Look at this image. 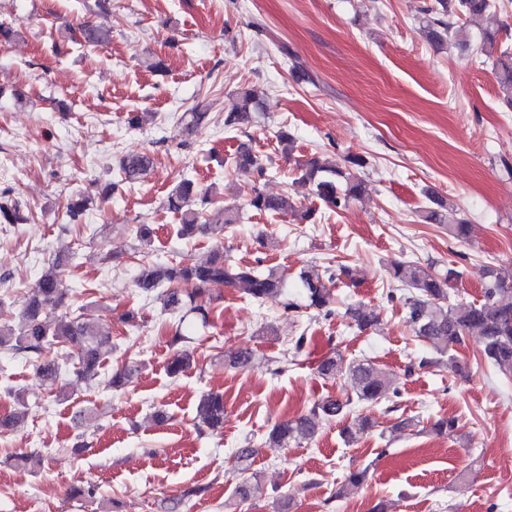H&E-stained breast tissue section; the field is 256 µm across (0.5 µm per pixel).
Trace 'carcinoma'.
I'll use <instances>...</instances> for the list:
<instances>
[{
  "mask_svg": "<svg viewBox=\"0 0 512 512\" xmlns=\"http://www.w3.org/2000/svg\"><path fill=\"white\" fill-rule=\"evenodd\" d=\"M494 7V0H431L425 8L429 16L430 39L440 42L454 35L465 36L458 21L463 18L483 16ZM78 32L89 45H105L112 40L110 31L93 24L82 25ZM499 90L504 100L512 106V50L504 49L492 62ZM261 105V95L255 88L244 87L235 94L230 111L224 113V126L235 127L252 121L253 113ZM346 169H337L320 156L296 161L299 180L309 183L314 194L322 201L344 208L352 200L367 192V183L357 174L364 167L361 155H349ZM147 154H129L121 158L119 172L121 180L132 182L143 175L151 166ZM235 169L255 173L262 177L266 167L247 143L239 145L233 157ZM194 184L182 181L168 197V206L180 214V232H192L199 228V212L191 208ZM435 207L421 210L420 218L427 224H443L448 236L465 241L470 237V224L461 218H448L444 212L447 202L433 200ZM246 206L260 213L289 215L298 223H308L314 211L297 205L288 194L269 195L256 188L246 201ZM240 207L226 205L213 213L208 227L216 236L224 228L238 223ZM23 221L20 205L7 195H0V224H19ZM389 274L405 288V292L388 294L392 301L398 300L405 308L406 322L414 335L428 346V353L407 366L406 373L414 368L446 365L456 375L466 372L467 363L457 356L458 347L464 338L475 330L481 337V357L495 373L505 379H512V302L505 303L502 297L512 295V271L492 269L482 288L481 299L473 303H449V290L459 272L450 269L439 273L431 266L416 261H395ZM348 275L344 266L335 271L332 267L320 272L307 268L300 273V281L307 292L309 306L330 313L333 303V288L336 280ZM286 276L275 268L261 270L253 266L236 265L226 262L224 255L215 253L205 262L192 260L175 263H159L145 257L137 267L135 285L146 294L158 293L163 309L179 316L171 336V346L177 347V354L169 365V372L178 374L190 367L191 352L186 348V321L210 323L211 291L218 285L242 289L257 302L281 292ZM184 281L194 282V292L181 293L178 285ZM354 325L361 331L378 323L374 311L358 305L347 309ZM108 342L86 308H72L70 288L63 277L61 267L53 262L45 267L38 287L34 289L28 306L17 320L0 324V350L6 349L12 355L34 363L38 378L52 385L58 383L61 368L46 357L54 347L76 345L79 348L77 362L72 373L78 379L93 383L99 377V349ZM138 372L137 367H122L112 373L109 385L114 388L127 386ZM346 376L350 379L354 396L340 400L326 397L315 402L308 413L294 419L282 420L275 424L265 440L268 448H286L288 444L312 438L319 425L342 418L355 403H377L398 394L393 376L380 366L364 361H355L347 366ZM197 414L204 426L210 429L224 425V395L208 393L202 397ZM456 419L442 417L435 420L430 431L438 436H452L456 433Z\"/></svg>",
  "mask_w": 512,
  "mask_h": 512,
  "instance_id": "carcinoma-1",
  "label": "carcinoma"
}]
</instances>
